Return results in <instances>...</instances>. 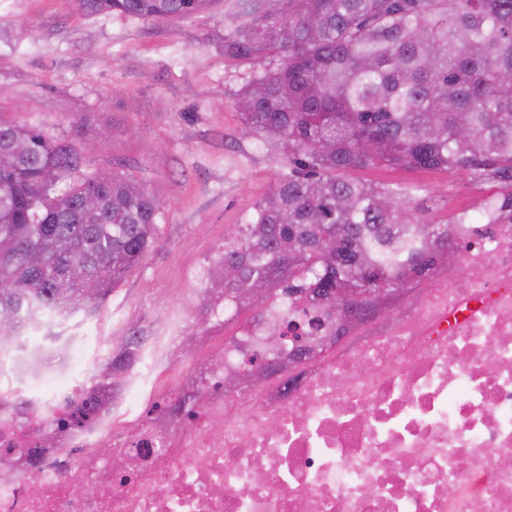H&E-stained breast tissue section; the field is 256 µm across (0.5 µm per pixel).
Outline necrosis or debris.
Wrapping results in <instances>:
<instances>
[{"mask_svg":"<svg viewBox=\"0 0 512 512\" xmlns=\"http://www.w3.org/2000/svg\"><path fill=\"white\" fill-rule=\"evenodd\" d=\"M467 237L383 333L362 323L357 347L292 369L281 346L282 371L234 394L224 376L266 354L278 305L177 399L130 382L73 428L62 418L91 388L76 353L65 385L0 398V512H512V223Z\"/></svg>","mask_w":512,"mask_h":512,"instance_id":"obj_1","label":"necrosis or debris"}]
</instances>
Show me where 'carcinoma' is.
Returning <instances> with one entry per match:
<instances>
[{
  "instance_id": "obj_1",
  "label": "carcinoma",
  "mask_w": 512,
  "mask_h": 512,
  "mask_svg": "<svg viewBox=\"0 0 512 512\" xmlns=\"http://www.w3.org/2000/svg\"><path fill=\"white\" fill-rule=\"evenodd\" d=\"M216 0H77L90 15L166 21L203 13ZM224 55L270 60L239 95L243 126L282 146L290 171L247 224L224 240V313L261 316L278 302L294 318L311 308L349 323L336 289L408 288V275L433 268L431 251L457 242L456 214L426 221L405 204L417 187L350 177L371 168L464 172L505 191L484 211L512 216V0H235ZM74 145L37 125L0 119V356L25 350L48 323H77L99 307L158 240L159 192L117 173H83ZM87 196L96 208L84 206ZM336 251L326 254V241ZM32 252L46 257L36 269ZM95 291L81 305L59 293ZM266 284L265 297L253 286ZM293 355L319 344L295 335ZM136 332L112 347L96 390L139 359ZM89 396L67 424L88 418Z\"/></svg>"
}]
</instances>
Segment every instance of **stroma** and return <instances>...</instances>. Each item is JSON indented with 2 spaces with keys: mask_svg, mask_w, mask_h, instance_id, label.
Masks as SVG:
<instances>
[{
  "mask_svg": "<svg viewBox=\"0 0 512 512\" xmlns=\"http://www.w3.org/2000/svg\"><path fill=\"white\" fill-rule=\"evenodd\" d=\"M232 0L172 23L89 16L72 0H0V118L72 140L86 173L124 174L159 190V242L114 289L91 326H56L57 338L10 361V386H52L72 353L107 352L139 332L163 341L148 379L174 386L233 322L207 315L205 281L190 271L247 223L288 172L281 147L242 130L235 101L265 65L224 55ZM374 184L418 186L411 213L440 220L478 208L489 187L445 170H359Z\"/></svg>",
  "mask_w": 512,
  "mask_h": 512,
  "instance_id": "obj_1",
  "label": "stroma"
}]
</instances>
